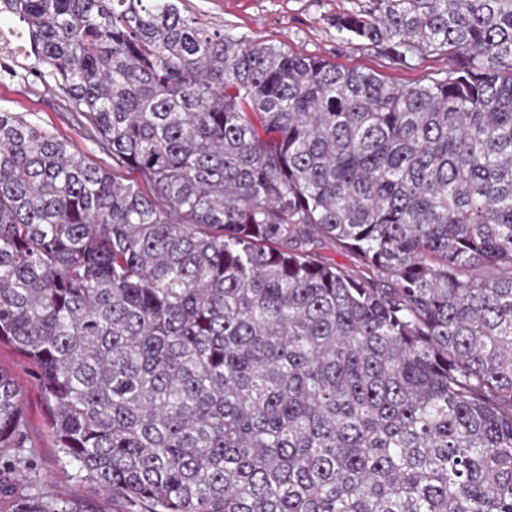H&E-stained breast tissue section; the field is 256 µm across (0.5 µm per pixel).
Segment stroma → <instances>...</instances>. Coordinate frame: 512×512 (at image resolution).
<instances>
[{
  "instance_id": "obj_1",
  "label": "stroma",
  "mask_w": 512,
  "mask_h": 512,
  "mask_svg": "<svg viewBox=\"0 0 512 512\" xmlns=\"http://www.w3.org/2000/svg\"><path fill=\"white\" fill-rule=\"evenodd\" d=\"M187 15L209 29L244 37L253 44H276L317 56L341 68L373 71L388 82L412 87L447 60L422 59L397 68L380 54L337 39L331 21L341 13L369 7L370 0H183ZM21 59L11 60L15 76L0 74V108L19 112L68 142L92 164L111 168V156L80 132L65 96L49 84L19 75ZM0 370L24 392L25 445L0 448V512H17L37 500L66 512H132L122 499L100 492L66 466L49 433L44 398L30 360L11 345L0 344Z\"/></svg>"
}]
</instances>
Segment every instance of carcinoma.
Returning a JSON list of instances; mask_svg holds the SVG:
<instances>
[{
  "label": "carcinoma",
  "instance_id": "cac0c4a2",
  "mask_svg": "<svg viewBox=\"0 0 512 512\" xmlns=\"http://www.w3.org/2000/svg\"><path fill=\"white\" fill-rule=\"evenodd\" d=\"M3 11L112 156L0 109V343L80 477L140 512H512V0L333 18L448 60L414 87L181 0ZM23 397L0 370V448ZM324 258L336 262L337 265L342 267L350 274H358L362 268L358 262L357 257L350 251L344 249H336L335 246L327 245L325 248L318 251Z\"/></svg>",
  "mask_w": 512,
  "mask_h": 512
}]
</instances>
